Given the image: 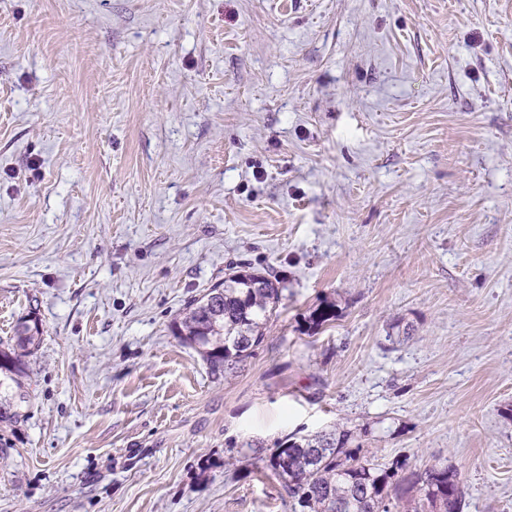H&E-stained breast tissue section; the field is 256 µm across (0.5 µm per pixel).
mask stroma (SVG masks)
<instances>
[{"instance_id": "35a3bbf8", "label": "stroma", "mask_w": 512, "mask_h": 512, "mask_svg": "<svg viewBox=\"0 0 512 512\" xmlns=\"http://www.w3.org/2000/svg\"><path fill=\"white\" fill-rule=\"evenodd\" d=\"M240 259L281 301L216 375L171 325ZM32 312L0 512H291L266 456L336 424L512 512V0H0Z\"/></svg>"}]
</instances>
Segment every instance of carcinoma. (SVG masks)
<instances>
[{
    "label": "carcinoma",
    "instance_id": "1",
    "mask_svg": "<svg viewBox=\"0 0 512 512\" xmlns=\"http://www.w3.org/2000/svg\"><path fill=\"white\" fill-rule=\"evenodd\" d=\"M279 284L246 264L234 267L187 302L172 332L198 347L212 373L232 371L263 343L280 301ZM42 335L39 318L29 316L17 322L10 342L0 341V429L22 420V377ZM356 441L353 431L337 426L276 442L267 467L291 499L292 512H460L463 489L453 467L409 470L399 461L382 467L357 457Z\"/></svg>",
    "mask_w": 512,
    "mask_h": 512
}]
</instances>
